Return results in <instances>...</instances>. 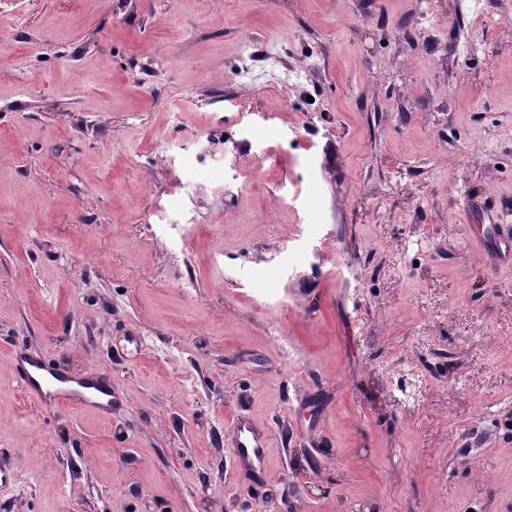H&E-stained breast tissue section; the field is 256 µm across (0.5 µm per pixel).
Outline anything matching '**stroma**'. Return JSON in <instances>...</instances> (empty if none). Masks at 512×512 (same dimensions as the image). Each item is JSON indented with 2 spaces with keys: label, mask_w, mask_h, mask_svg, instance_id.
<instances>
[{
  "label": "stroma",
  "mask_w": 512,
  "mask_h": 512,
  "mask_svg": "<svg viewBox=\"0 0 512 512\" xmlns=\"http://www.w3.org/2000/svg\"><path fill=\"white\" fill-rule=\"evenodd\" d=\"M474 193L512 238V0H0V512H512ZM18 364L24 388L44 407L73 403L98 414L112 413V384L95 368L71 376L49 370L41 357L26 353L18 356ZM237 460L261 470L265 462V435L252 422L237 418L234 422Z\"/></svg>",
  "instance_id": "stroma-1"
}]
</instances>
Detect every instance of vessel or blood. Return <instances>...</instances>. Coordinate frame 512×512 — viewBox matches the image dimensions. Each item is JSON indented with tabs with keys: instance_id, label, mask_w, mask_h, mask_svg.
<instances>
[{
	"instance_id": "b4317fda",
	"label": "vessel or blood",
	"mask_w": 512,
	"mask_h": 512,
	"mask_svg": "<svg viewBox=\"0 0 512 512\" xmlns=\"http://www.w3.org/2000/svg\"><path fill=\"white\" fill-rule=\"evenodd\" d=\"M20 378L26 391L44 407L72 403L99 414L112 411V385L95 369L88 368L78 376L49 370L41 357L20 354ZM235 455L237 460L254 468L265 462V435L252 422H234Z\"/></svg>"
}]
</instances>
